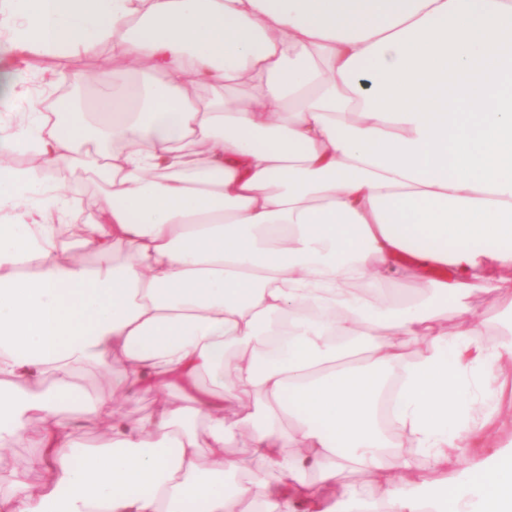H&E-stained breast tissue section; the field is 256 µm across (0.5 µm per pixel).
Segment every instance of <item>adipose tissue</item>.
<instances>
[{
	"mask_svg": "<svg viewBox=\"0 0 512 512\" xmlns=\"http://www.w3.org/2000/svg\"><path fill=\"white\" fill-rule=\"evenodd\" d=\"M0 38L60 82L76 52L124 62L92 103L28 92L0 118V447L42 424L0 512H313L307 475L350 468L383 497L344 486L343 512H512V456L439 494L414 479L484 445L512 372V0H8ZM72 165L107 183L95 213L55 183ZM111 364L177 402L73 401L75 370ZM228 409L260 419L277 488L229 485ZM112 404L119 409L123 418L132 421L151 412L157 401L153 396H133L125 389L116 387L114 392L112 391Z\"/></svg>",
	"mask_w": 512,
	"mask_h": 512,
	"instance_id": "obj_1",
	"label": "adipose tissue"
}]
</instances>
